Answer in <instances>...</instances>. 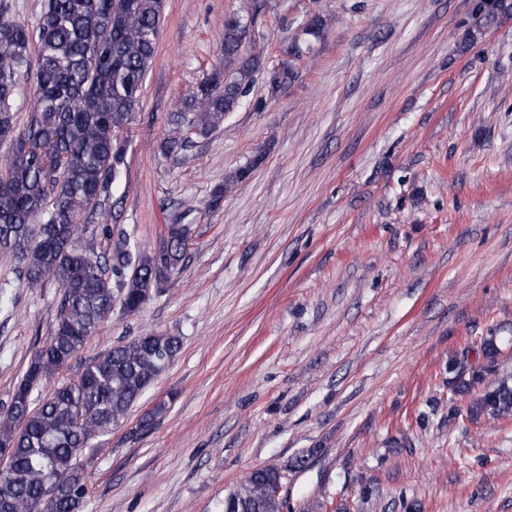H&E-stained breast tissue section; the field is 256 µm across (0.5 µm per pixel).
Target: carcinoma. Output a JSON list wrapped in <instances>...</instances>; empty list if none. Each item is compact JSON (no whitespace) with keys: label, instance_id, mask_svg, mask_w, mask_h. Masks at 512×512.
<instances>
[{"label":"carcinoma","instance_id":"1","mask_svg":"<svg viewBox=\"0 0 512 512\" xmlns=\"http://www.w3.org/2000/svg\"><path fill=\"white\" fill-rule=\"evenodd\" d=\"M163 0H47L30 26L0 9V252L18 259L24 286L53 281L61 291L59 314L0 413V453H7L9 487L0 512H80L89 495L84 459L91 441L112 431L165 371L182 347L178 336L146 332L90 359L76 380L54 389L41 403L34 392L84 347L114 310L127 314L144 304L148 284L178 271L188 248L189 229L170 224L157 249L130 244L107 224H88L103 214L112 186L123 175L124 146L117 132L132 123L143 82L152 67L161 29ZM512 0H483L472 38L483 34ZM328 26L318 15L294 39L288 54L300 59L323 38ZM248 38L243 16L224 20V70L213 72L182 98L163 144L166 155L188 147L190 134L206 136L234 111L260 70L264 45ZM36 50L33 112L26 128L14 124L17 79L31 67ZM238 169L213 191V201L246 179ZM40 225L39 235L31 226ZM497 373V337L481 345ZM448 372L460 383L451 395L468 392L465 367ZM472 421L512 416V377L493 380L467 410ZM282 473L254 470L240 489L237 512H284L274 497Z\"/></svg>","mask_w":512,"mask_h":512}]
</instances>
